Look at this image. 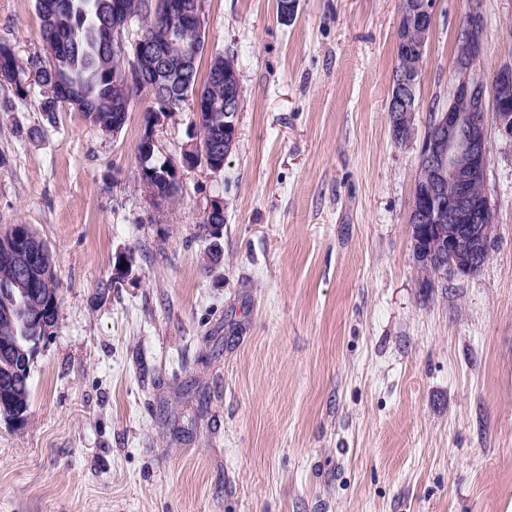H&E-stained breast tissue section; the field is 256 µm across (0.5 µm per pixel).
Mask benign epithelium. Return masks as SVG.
Instances as JSON below:
<instances>
[{"label":"benign epithelium","instance_id":"obj_1","mask_svg":"<svg viewBox=\"0 0 512 512\" xmlns=\"http://www.w3.org/2000/svg\"><path fill=\"white\" fill-rule=\"evenodd\" d=\"M203 0H145L144 10L156 17L158 26L144 36L133 29L135 22L125 13L121 0L112 2V82L128 87L144 86L143 73L154 75L166 71L171 58L184 67L192 64L194 51L177 45L173 30L191 24L204 31ZM402 21L397 41L408 47L396 77L395 93L390 96V122L393 137L401 143L412 141L414 119L420 109L416 85L425 61V47L430 37L438 0H402ZM483 19L477 5H472L458 30L456 68L448 107L435 114L419 149V168L415 180L417 192L411 203L408 232L415 247L424 255L427 267L435 275L469 277L477 273L488 259V244L494 216L483 186L490 161V127L494 116L498 130L512 137V67L503 65L487 75L477 62L482 54ZM212 79L224 85V127L207 111L201 95H192L193 122L214 131L196 140L183 154V164L203 166L218 173L224 159L239 138L236 122L242 88L235 62L226 57L214 68ZM152 114L143 138L145 153H159L157 128L170 119L167 98L153 95ZM131 100L117 105L112 113V134L125 125ZM173 176L167 185L147 190L149 199L160 205L182 187L180 169L172 166ZM209 227L224 222V204L216 199L204 213ZM48 249L40 242L29 245L23 235L11 228L0 235V262L15 269L27 291L21 300H0V316L19 320L35 332L24 337L25 346L17 343L0 350V358L33 360L45 334L51 331L46 309L56 301L52 287Z\"/></svg>","mask_w":512,"mask_h":512}]
</instances>
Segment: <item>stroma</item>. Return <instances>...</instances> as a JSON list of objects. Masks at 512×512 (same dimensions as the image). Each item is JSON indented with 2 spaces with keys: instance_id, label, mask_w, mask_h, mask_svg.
<instances>
[{
  "instance_id": "1",
  "label": "stroma",
  "mask_w": 512,
  "mask_h": 512,
  "mask_svg": "<svg viewBox=\"0 0 512 512\" xmlns=\"http://www.w3.org/2000/svg\"><path fill=\"white\" fill-rule=\"evenodd\" d=\"M469 6L439 0L402 144L400 0H298L288 23L276 0H204L203 59L237 62L239 138L159 208L137 154L148 95L112 135L0 82V231L30 225L61 291L28 419H0V512H512V138L491 134L477 274L421 287L407 225ZM481 12L490 72L512 64V0ZM0 42L42 54L35 0H0ZM158 137L181 164L191 102Z\"/></svg>"
}]
</instances>
